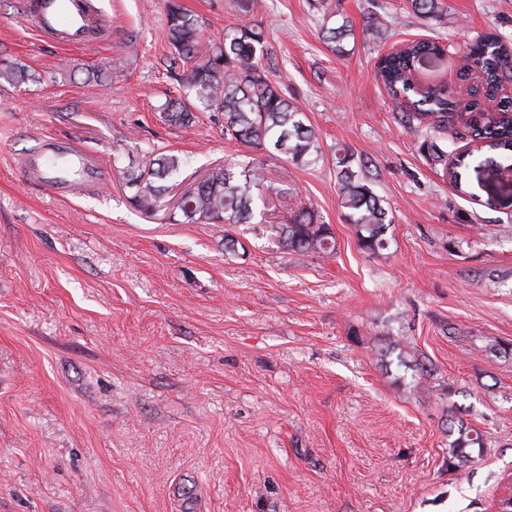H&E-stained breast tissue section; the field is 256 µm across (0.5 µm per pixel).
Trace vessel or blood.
<instances>
[{"label": "vessel or blood", "instance_id": "b4317fda", "mask_svg": "<svg viewBox=\"0 0 512 512\" xmlns=\"http://www.w3.org/2000/svg\"><path fill=\"white\" fill-rule=\"evenodd\" d=\"M25 20L40 36L63 47L93 45L91 10L86 0H25ZM25 168L52 193L65 196L77 187L99 185L105 174L102 159L72 144L44 141L29 155Z\"/></svg>", "mask_w": 512, "mask_h": 512}]
</instances>
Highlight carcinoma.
I'll return each mask as SVG.
<instances>
[{"mask_svg": "<svg viewBox=\"0 0 512 512\" xmlns=\"http://www.w3.org/2000/svg\"><path fill=\"white\" fill-rule=\"evenodd\" d=\"M413 14L424 20L443 22L448 17L445 0H408ZM233 21L224 26L219 38L204 39L203 25L180 0H167V43L172 64L169 78L176 82L174 92L159 106L163 121L173 127H191L199 119L198 111L220 114L224 139L240 145L277 154L294 164L310 166L322 159V146L303 113L283 91V79L270 78L269 53L263 19L257 16V0H231ZM324 41L332 51L342 52L343 42L352 32L350 20L322 26ZM439 44L414 40L377 61V77L393 99L410 100L409 109L397 113L404 125L420 117H432L439 138L424 140L421 149L443 176L459 187L462 170L468 168L465 157L448 163V151L439 145L447 138L468 139L482 153L484 171L495 172L500 161L512 158V97L500 94L503 79L512 77V44L492 33L473 38L464 57L467 64L460 79L475 75L478 84L467 89L466 99L453 95L446 86L414 84L415 72ZM0 81L21 86L35 81V74L16 64L0 67ZM149 162L141 169L124 171L125 184L131 190L129 201L141 211H151L160 203L166 186L163 181L176 175L184 164L173 151H148ZM352 155L336 151V173L340 208L352 225L361 250L377 255L386 250V230L392 223L365 174L352 170ZM281 189L262 185L251 163L224 162L208 170L179 206L188 223L224 225V250L238 252L241 241L234 236L239 224H250L259 205ZM281 246L300 256L336 253V238L330 225L319 222L315 211L302 207L279 227ZM453 439L448 444V464L456 470L473 462L471 449L483 450L484 434L460 420L448 429Z\"/></svg>", "mask_w": 512, "mask_h": 512, "instance_id": "carcinoma-1", "label": "carcinoma"}]
</instances>
